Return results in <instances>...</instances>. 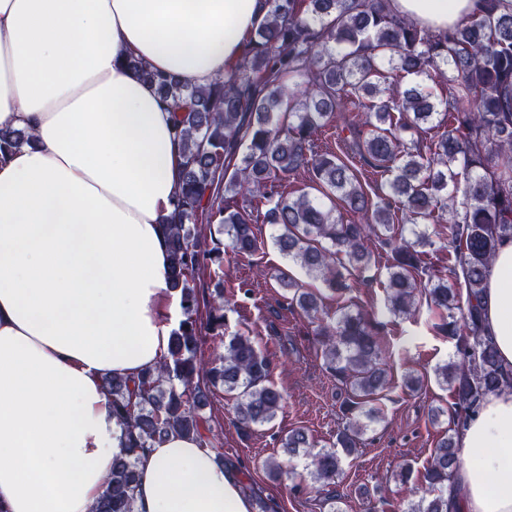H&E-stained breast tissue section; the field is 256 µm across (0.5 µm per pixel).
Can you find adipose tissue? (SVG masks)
I'll return each instance as SVG.
<instances>
[{
  "mask_svg": "<svg viewBox=\"0 0 512 512\" xmlns=\"http://www.w3.org/2000/svg\"><path fill=\"white\" fill-rule=\"evenodd\" d=\"M434 32L477 0H389ZM263 0H0V512H91L126 435L102 380L157 365L183 318L163 219L181 177L172 117L125 65L202 84L246 48ZM512 369V239L480 296ZM448 512H512V387L457 427ZM136 512H254L190 437L140 455ZM33 142V135L26 130H0V154L5 158L13 149Z\"/></svg>",
  "mask_w": 512,
  "mask_h": 512,
  "instance_id": "ef3b65f1",
  "label": "adipose tissue"
}]
</instances>
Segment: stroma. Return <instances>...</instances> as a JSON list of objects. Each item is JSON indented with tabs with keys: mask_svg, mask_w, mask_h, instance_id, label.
I'll use <instances>...</instances> for the list:
<instances>
[{
	"mask_svg": "<svg viewBox=\"0 0 512 512\" xmlns=\"http://www.w3.org/2000/svg\"><path fill=\"white\" fill-rule=\"evenodd\" d=\"M258 229L266 241L259 253L246 259L229 252L224 255V284L238 289V307L228 315L227 331L253 336L272 358L271 379L284 401L271 423L245 433L235 422L233 400L223 391H214L205 415L219 435L216 453L250 479L272 512H330L329 496L334 491L342 496L343 512H404L407 501L420 497L422 491L414 483L400 482L401 465L423 469L437 440L455 431L452 398L434 375L436 366L455 360V340L435 332L426 299H419L413 317L388 313L387 250L378 240L369 241L371 265L360 287L344 303L374 312L387 345L391 385L380 395L381 420L371 423L356 459L345 464L338 488L314 482L303 459L284 455L281 439L289 430L302 427L317 446L331 445L346 424L341 405L347 392L326 370L312 325L290 306L275 274L286 269L303 280L305 287L322 294L327 312H335L337 302L320 282L306 278L270 244L271 225L262 223ZM410 374L422 380L421 389L414 393L404 386ZM271 458L283 465L280 478L270 477L264 468Z\"/></svg>",
	"mask_w": 512,
	"mask_h": 512,
	"instance_id": "1",
	"label": "stroma"
}]
</instances>
